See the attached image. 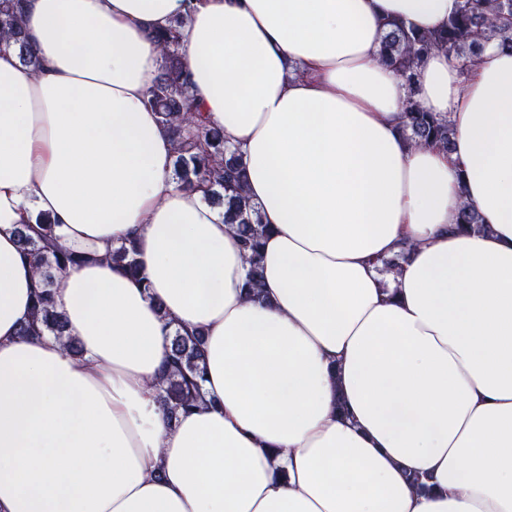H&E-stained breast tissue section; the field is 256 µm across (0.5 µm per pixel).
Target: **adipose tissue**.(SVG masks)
Listing matches in <instances>:
<instances>
[{"mask_svg": "<svg viewBox=\"0 0 512 512\" xmlns=\"http://www.w3.org/2000/svg\"><path fill=\"white\" fill-rule=\"evenodd\" d=\"M460 2L25 0L40 68L0 52V512H512V52L463 74L436 51L409 83L379 59L386 20ZM180 16L267 228L260 300L145 106ZM411 95L452 151L403 136ZM465 202L484 229H455ZM40 213L85 258L56 290L79 359L20 334ZM131 238L140 280L106 259ZM176 331L204 334L203 401L169 420Z\"/></svg>", "mask_w": 512, "mask_h": 512, "instance_id": "ef3b65f1", "label": "adipose tissue"}]
</instances>
